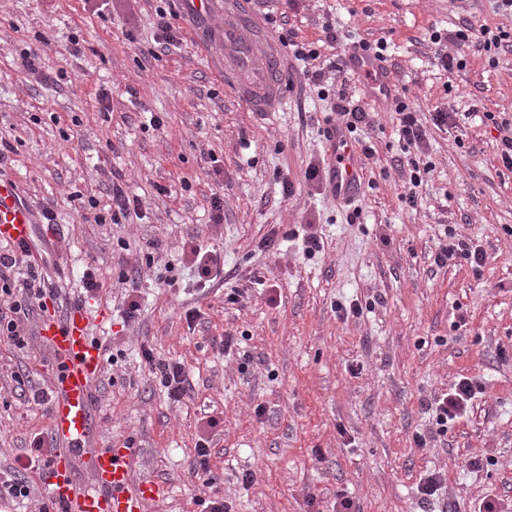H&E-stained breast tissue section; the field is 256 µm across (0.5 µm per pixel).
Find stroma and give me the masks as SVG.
<instances>
[{
	"label": "stroma",
	"mask_w": 512,
	"mask_h": 512,
	"mask_svg": "<svg viewBox=\"0 0 512 512\" xmlns=\"http://www.w3.org/2000/svg\"><path fill=\"white\" fill-rule=\"evenodd\" d=\"M157 5L0 0V139L14 148L0 177L16 183L32 212L53 210L57 232L38 245L59 292L35 310L26 350L0 339V466L23 455L32 433H51L49 405L19 396L13 376L22 371L52 388L59 361L37 328L78 301L91 335L114 356L92 389L94 442L133 441L136 477L168 487L155 512H201L215 488L231 512H334L342 495L358 512H443L449 503L474 512L488 495L512 512V170L497 158V130L479 119L512 117V51L493 65L472 54L464 69L445 71L429 40L432 29L465 19L512 28V14L499 13L495 0H296L289 10L282 0H253L272 35L321 41L327 57L347 48L324 42L329 18L340 33L386 40L394 91L423 122L438 110L467 116L462 144L431 129L434 169L409 206L393 116L353 75L350 91L375 121L360 137L376 154L349 207L305 177L334 162L319 130L330 105L291 52H281L279 109L255 111L224 84L230 0H213L208 15L168 0L180 44L154 58ZM74 33L77 55L67 50ZM43 37L52 49L37 72L20 70L14 46ZM60 71L66 80L45 85ZM115 182L138 196L139 216L84 220L82 199L110 204ZM216 193L224 197L219 224L211 220ZM308 224L320 242L311 257L297 238ZM448 225L486 252L480 272L434 265ZM272 230L280 246L262 250ZM192 237L224 256L223 282L203 293L189 269L167 267ZM152 241L159 248L149 264ZM88 265L101 288L84 298ZM133 267L147 287L127 324L119 276ZM234 288L249 294L231 304L225 295ZM349 301L360 313L340 317L337 304ZM191 308L200 311L192 327ZM227 335L237 340L229 352L219 347ZM144 344L184 366L183 398H168L141 357ZM465 376L480 377L483 394L467 419L433 436L425 403ZM205 416L219 421L209 433L212 488L193 470ZM475 456L495 464L471 472ZM246 470L256 475L248 487ZM434 471L446 477L444 500L424 507L416 487Z\"/></svg>",
	"instance_id": "1"
}]
</instances>
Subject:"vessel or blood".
<instances>
[{"label": "vessel or blood", "mask_w": 512, "mask_h": 512, "mask_svg": "<svg viewBox=\"0 0 512 512\" xmlns=\"http://www.w3.org/2000/svg\"><path fill=\"white\" fill-rule=\"evenodd\" d=\"M236 22L224 30V47L250 57L247 76L235 80L239 94L260 111H270L278 100L277 63L279 48L272 36L253 16L246 0L235 6ZM357 72L366 76L371 96H387L393 81L384 63L373 55L359 53L354 60ZM332 152L336 158L334 183L341 195L354 198L361 190L360 161L347 132L334 131ZM0 238L33 245V215L14 184L0 180ZM38 336L64 363L51 403L53 438L59 451L50 461L52 497L63 503L66 512H148L159 504L166 488L153 480H134L133 449L98 448L89 445L92 431L90 395L92 385L104 369L103 348L93 340L84 312L70 311L65 317L41 322ZM85 462L89 478L76 486L73 470Z\"/></svg>", "instance_id": "obj_1"}]
</instances>
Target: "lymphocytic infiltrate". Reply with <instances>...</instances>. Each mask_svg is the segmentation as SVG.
<instances>
[{
    "instance_id": "1",
    "label": "lymphocytic infiltrate",
    "mask_w": 512,
    "mask_h": 512,
    "mask_svg": "<svg viewBox=\"0 0 512 512\" xmlns=\"http://www.w3.org/2000/svg\"><path fill=\"white\" fill-rule=\"evenodd\" d=\"M430 41L436 47L441 67L449 71L464 68L468 52H478L492 60L499 51L512 49V30L501 27L493 29L484 25L477 27L464 22L456 30L446 33L432 31ZM284 43L295 59L302 62L303 71L312 84H321L327 75H334L336 100L332 110L348 133L353 134L372 126L371 112L352 105L348 98L347 86L351 73L349 56L322 59L318 43L299 42L290 35L285 36ZM452 45L457 47V54H449L448 48ZM389 109L394 115L397 146L409 168L410 183L415 187L420 186L433 170V163L424 151L428 130L404 96H393ZM182 253L198 287L209 288L223 280L224 259L217 251L203 248L192 241L184 244ZM486 260L484 250L450 227L445 228L444 237L433 255V262L439 267L464 262L477 270L483 267ZM4 296L9 297L10 302L0 308V336L16 348H25V321L34 307L42 304L44 298L54 299L58 296L57 289L52 288L27 246H0V298ZM483 391L481 381L464 377L451 384L446 392L427 402L426 409L433 415L437 435H447L449 424L467 416L477 394ZM51 457L52 451L46 447L43 437L34 436L29 455L18 458L12 471L0 475V500L29 498L32 486L26 478L28 471L47 470Z\"/></svg>"
}]
</instances>
